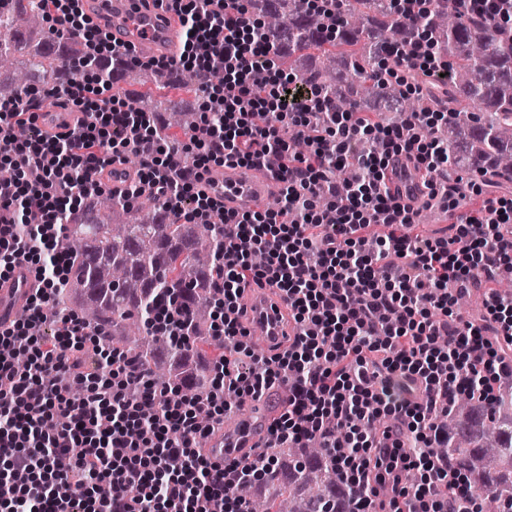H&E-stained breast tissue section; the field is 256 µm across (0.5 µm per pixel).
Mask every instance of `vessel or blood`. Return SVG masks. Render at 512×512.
Instances as JSON below:
<instances>
[{
    "mask_svg": "<svg viewBox=\"0 0 512 512\" xmlns=\"http://www.w3.org/2000/svg\"><path fill=\"white\" fill-rule=\"evenodd\" d=\"M93 22L112 38L117 50L135 53L142 61L173 58L182 44L178 15L169 0H83ZM399 202L417 207L413 191L421 184L420 174L413 167L395 162L392 176ZM276 179L269 171L239 166H227L206 175L204 191L223 201L225 208L237 209L248 204L261 208ZM33 286V278L25 266L15 268L13 275L0 283V328L7 327L23 308ZM286 303L276 287L263 285L252 298L250 316L256 335L267 346L281 341L278 317ZM254 429L242 423L237 434L223 438L218 455L237 457L251 448Z\"/></svg>",
    "mask_w": 512,
    "mask_h": 512,
    "instance_id": "vessel-or-blood-1",
    "label": "vessel or blood"
}]
</instances>
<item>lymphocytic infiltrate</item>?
I'll return each instance as SVG.
<instances>
[{
	"label": "lymphocytic infiltrate",
	"instance_id": "f902f5d3",
	"mask_svg": "<svg viewBox=\"0 0 512 512\" xmlns=\"http://www.w3.org/2000/svg\"><path fill=\"white\" fill-rule=\"evenodd\" d=\"M42 2L52 31L81 36L109 64L135 63L81 0ZM172 2L184 34L168 67L224 71L223 84L202 88L196 157L160 144L153 113L128 111L84 82L35 91L37 104L78 114L54 134L17 139L15 128H34L39 116L0 99V167L13 173L0 182V280L22 264L36 282L24 318L0 330V512H247L235 495L243 476L276 467L278 449L313 436L354 494L353 512H448L452 497L462 512H480L470 474L436 453L448 432L434 419L462 394L487 402L512 389V295L497 287L512 271V198L485 199L451 238L414 233L416 214L391 195L388 171L401 158L424 169V207H455L461 189L441 179L448 147L435 134L447 113L393 127L330 111L321 88L275 71L274 46L260 40L245 0ZM395 55L408 71H448L420 33ZM258 69L267 74L260 87ZM304 134L309 150L299 156L288 138ZM130 155L140 167L126 197L151 190L188 224L224 214L214 340L246 349L248 283L275 285L286 301L287 346L254 358L249 373L219 357L207 387L186 395L154 384L77 313L53 316L68 283L63 224L102 190L105 168ZM228 162L272 170L282 209L228 211L201 190L211 167ZM352 162L363 178L343 195L330 175ZM377 224L387 235L369 236ZM474 286L486 290L483 313L454 318L457 295ZM89 346L100 372L83 367ZM278 381L288 402L264 452L247 463L199 448L232 401L260 398Z\"/></svg>",
	"mask_w": 512,
	"mask_h": 512
}]
</instances>
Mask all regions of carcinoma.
Listing matches in <instances>:
<instances>
[{"mask_svg":"<svg viewBox=\"0 0 512 512\" xmlns=\"http://www.w3.org/2000/svg\"><path fill=\"white\" fill-rule=\"evenodd\" d=\"M345 22L336 39L361 44L360 59L348 61L327 52L303 80L325 90L338 112H355L365 102L398 125L413 112L445 110L448 123L438 138L448 143L449 174L475 170L512 178V33L480 16H463L435 0L422 15L419 28L430 36L438 54L458 57L439 96L429 87L416 98L403 95L384 79L376 64L396 42L413 33L389 0H354L343 5ZM268 39L288 30V57L301 63L303 51L330 35L322 15L296 11L295 0H279L260 22ZM46 22L37 0H0V98L20 99L35 86H62L90 68L104 83L112 71L86 52L73 54L62 45L44 46ZM187 87L200 84L191 69L158 75ZM166 125L193 130L194 111L158 100ZM62 246L71 255L68 284L55 299L53 311L71 310V295L80 297L85 326L101 330L106 342L134 357L160 386L173 384V369L210 337V284L221 274L224 248L223 215L208 224H182L148 193L135 202L117 201L108 193L88 198L64 226ZM189 306L182 335L168 336L154 328L153 314L165 300ZM438 423L448 430V444L438 453L475 474L473 486L482 497L483 512H512V395L499 394L490 408L462 397ZM277 456L288 470V485L279 472L267 475L256 493L252 479L239 494L250 512H344L352 498L342 486L336 466L324 460L319 439L305 448H280Z\"/></svg>","mask_w":512,"mask_h":512,"instance_id":"cac0c4a2","label":"carcinoma"}]
</instances>
